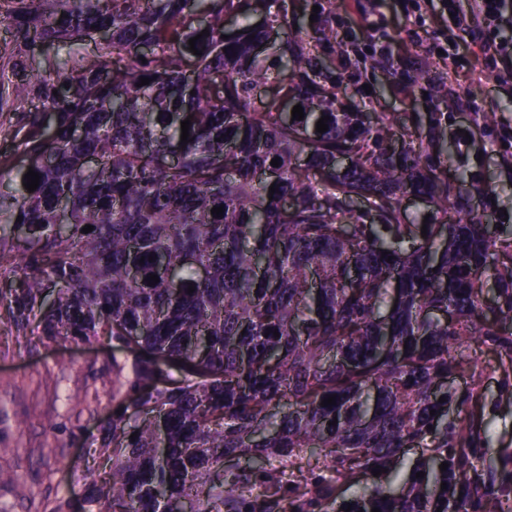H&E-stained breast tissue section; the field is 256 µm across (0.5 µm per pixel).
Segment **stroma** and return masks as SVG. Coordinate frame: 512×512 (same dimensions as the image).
Instances as JSON below:
<instances>
[{"label": "stroma", "mask_w": 512, "mask_h": 512, "mask_svg": "<svg viewBox=\"0 0 512 512\" xmlns=\"http://www.w3.org/2000/svg\"><path fill=\"white\" fill-rule=\"evenodd\" d=\"M354 0H288L290 15L329 22L341 48H318L327 76L342 75L339 95L367 112L393 113L408 127L426 129L439 118L456 149L449 172L464 173L474 185L475 209L490 224L506 210L512 228V76L503 63L473 55L471 32L482 17L458 30L446 10L421 21L405 18L386 0L369 25L347 22ZM445 88L452 103L442 109L433 97ZM497 192L485 194L488 184ZM475 377L460 378L458 390L479 395L478 426L489 438L470 458L472 497L449 500L448 512H512V376L496 367V356L478 350ZM112 410V359L100 349L49 343L37 329L18 337L0 325V470L26 489L0 484L6 512H51L61 495L84 488L87 469L104 471L94 451L101 425Z\"/></svg>", "instance_id": "obj_1"}]
</instances>
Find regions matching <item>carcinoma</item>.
I'll list each match as a JSON object with an SVG mask.
<instances>
[{
	"label": "carcinoma",
	"instance_id": "cac0c4a2",
	"mask_svg": "<svg viewBox=\"0 0 512 512\" xmlns=\"http://www.w3.org/2000/svg\"><path fill=\"white\" fill-rule=\"evenodd\" d=\"M250 17V0H0V133L29 160L0 155V305L19 334L125 354L84 512H322L406 448L422 453L401 495L374 482L336 512H448L476 400L452 384L474 345L512 369V231L487 233L448 178L440 123L345 109L316 56L329 23L270 60L287 0Z\"/></svg>",
	"mask_w": 512,
	"mask_h": 512
}]
</instances>
